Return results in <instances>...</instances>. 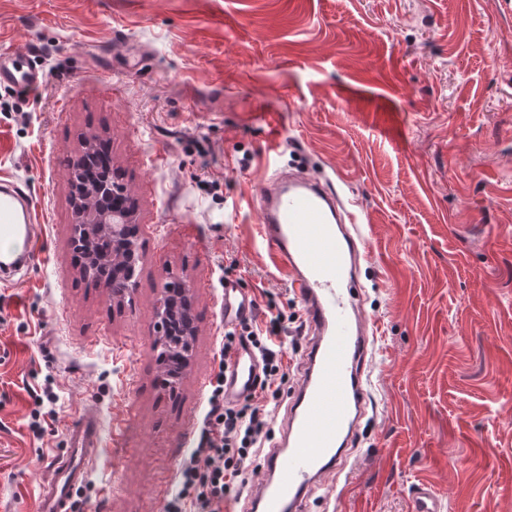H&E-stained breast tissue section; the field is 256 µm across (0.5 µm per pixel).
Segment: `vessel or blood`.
Returning <instances> with one entry per match:
<instances>
[{
    "instance_id": "1",
    "label": "vessel or blood",
    "mask_w": 512,
    "mask_h": 512,
    "mask_svg": "<svg viewBox=\"0 0 512 512\" xmlns=\"http://www.w3.org/2000/svg\"><path fill=\"white\" fill-rule=\"evenodd\" d=\"M46 72L34 59L0 54V85L35 90ZM258 235L274 267L300 301L309 345L299 383L286 409L281 436L264 458V478L247 496L249 512H302L303 501L341 468L369 401L375 331L361 311L357 270L368 260V243L356 213L348 211L333 186L313 176L271 177L253 202ZM44 214L29 188L0 176V286L34 264L44 251ZM256 301L234 281L224 283L225 326L251 318ZM257 356L251 347L234 353L224 371V398L235 401L254 391ZM67 430L78 459L57 460L42 485L38 512H70L69 486L82 480L101 441L95 409L87 408ZM412 512H442V500L428 483L415 484Z\"/></svg>"
}]
</instances>
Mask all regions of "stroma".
<instances>
[{"label":"stroma","instance_id":"35a3bbf8","mask_svg":"<svg viewBox=\"0 0 512 512\" xmlns=\"http://www.w3.org/2000/svg\"><path fill=\"white\" fill-rule=\"evenodd\" d=\"M31 48L48 80L0 86V176L27 184L47 248L0 288V512H35L90 403L124 437L103 439L73 512H169L224 366L228 279L255 320L296 317L278 439L307 335L251 200L299 169L360 203L377 326L355 448L304 512H410L421 481L443 512H512V0H0V53ZM91 136L110 139L139 225L135 284L114 297L71 243L69 163ZM169 285L197 333L166 386L154 309ZM47 387L56 416L36 434Z\"/></svg>","mask_w":512,"mask_h":512}]
</instances>
